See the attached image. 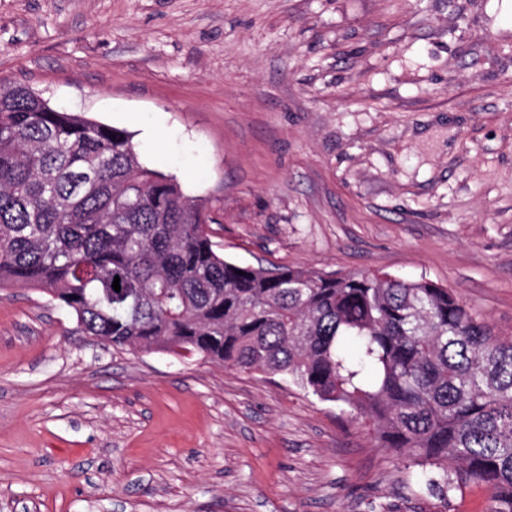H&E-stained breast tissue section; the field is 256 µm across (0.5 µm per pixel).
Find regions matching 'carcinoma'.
I'll return each mask as SVG.
<instances>
[{"label":"carcinoma","instance_id":"1","mask_svg":"<svg viewBox=\"0 0 512 512\" xmlns=\"http://www.w3.org/2000/svg\"><path fill=\"white\" fill-rule=\"evenodd\" d=\"M209 219L127 130L0 82V288L47 293L114 347L281 375L369 418L418 492L485 485L512 512L511 338L424 278L228 260Z\"/></svg>","mask_w":512,"mask_h":512}]
</instances>
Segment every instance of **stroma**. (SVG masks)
<instances>
[{
    "mask_svg": "<svg viewBox=\"0 0 512 512\" xmlns=\"http://www.w3.org/2000/svg\"><path fill=\"white\" fill-rule=\"evenodd\" d=\"M0 80L128 130L242 264L451 289L512 336V20L491 0H0ZM281 376L116 349L0 288V512H487Z\"/></svg>",
    "mask_w": 512,
    "mask_h": 512,
    "instance_id": "stroma-1",
    "label": "stroma"
}]
</instances>
